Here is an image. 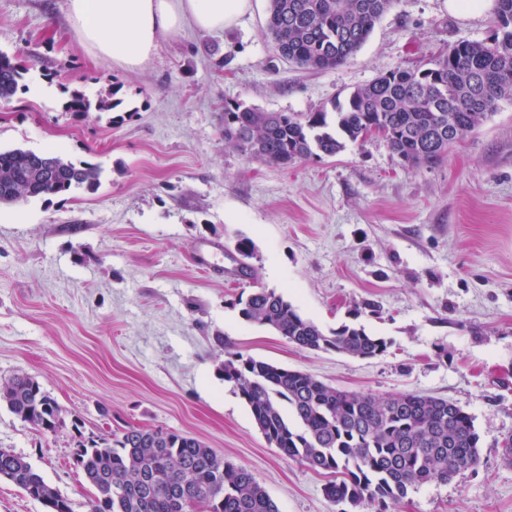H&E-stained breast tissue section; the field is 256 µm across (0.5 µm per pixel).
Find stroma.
<instances>
[{"label": "stroma", "mask_w": 512, "mask_h": 512, "mask_svg": "<svg viewBox=\"0 0 512 512\" xmlns=\"http://www.w3.org/2000/svg\"><path fill=\"white\" fill-rule=\"evenodd\" d=\"M65 2L0 0V51L28 68L0 102V147L102 169L96 190L0 205V382L32 376L61 408L46 432L1 405L0 448L90 512L80 442L160 428L251 470L280 512H337L327 475L271 447L224 382L231 350L348 391L455 402L482 436L478 471L421 487L398 512H512L498 449L512 434V102L429 168L403 165L378 137L286 167L224 144L225 103L317 111L486 40L493 11L396 0L345 64L309 70L275 53L262 8L221 32L185 28L126 70L88 55ZM110 89L113 111L64 107ZM257 284L323 329L358 323L390 346L369 359L296 348L234 307Z\"/></svg>", "instance_id": "35a3bbf8"}]
</instances>
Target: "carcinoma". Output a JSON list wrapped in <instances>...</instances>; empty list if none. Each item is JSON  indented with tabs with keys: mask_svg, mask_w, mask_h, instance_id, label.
<instances>
[{
	"mask_svg": "<svg viewBox=\"0 0 512 512\" xmlns=\"http://www.w3.org/2000/svg\"><path fill=\"white\" fill-rule=\"evenodd\" d=\"M395 0H269L267 29L284 60L299 68L334 69L365 44ZM28 68L0 53V101L10 100ZM503 101H512V0H495V27L484 42L448 48L431 66L395 68L316 112H264L224 104V143L265 163L333 157L349 143L377 135L405 165L431 167ZM120 102L91 103L74 93L70 112L112 111ZM102 170L53 153L0 149V204L46 201L77 188L94 190ZM236 304L248 322L278 333L303 350L336 351L367 359L391 342L364 326L328 331L305 318L283 294L256 288ZM249 407L268 444L330 476L326 498L339 512L375 503L377 512L433 481L477 472L481 436L473 417L444 398L403 392L352 393L312 375L230 353L219 366ZM21 421L56 427L60 407L28 375L0 384V403ZM95 490L91 512H279L253 473L202 441L162 429H127L110 442L76 453ZM40 501L47 512L71 504L23 456L0 449V479Z\"/></svg>",
	"mask_w": 512,
	"mask_h": 512,
	"instance_id": "1",
	"label": "carcinoma"
}]
</instances>
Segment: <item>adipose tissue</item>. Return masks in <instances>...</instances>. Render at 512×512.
<instances>
[{"label":"adipose tissue","instance_id":"1","mask_svg":"<svg viewBox=\"0 0 512 512\" xmlns=\"http://www.w3.org/2000/svg\"><path fill=\"white\" fill-rule=\"evenodd\" d=\"M258 0H66L71 29L98 60L134 70L161 38L191 26L221 31L254 11Z\"/></svg>","mask_w":512,"mask_h":512}]
</instances>
